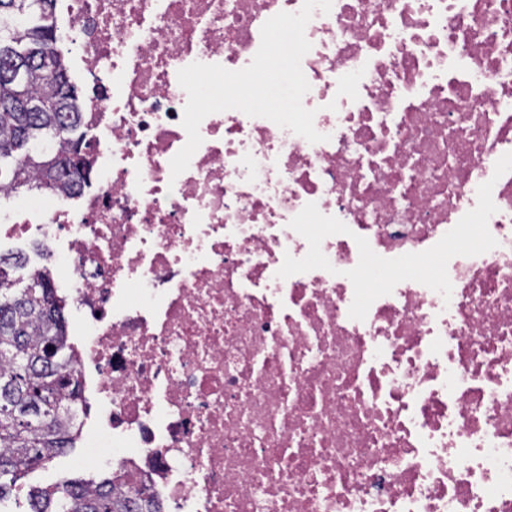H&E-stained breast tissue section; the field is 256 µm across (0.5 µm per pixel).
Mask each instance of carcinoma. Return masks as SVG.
<instances>
[{
  "label": "carcinoma",
  "instance_id": "carcinoma-1",
  "mask_svg": "<svg viewBox=\"0 0 512 512\" xmlns=\"http://www.w3.org/2000/svg\"><path fill=\"white\" fill-rule=\"evenodd\" d=\"M56 0H0V186L8 192H74L65 173L81 126L75 85L66 111L20 112L19 97L54 98L67 65L57 46ZM23 257L0 254V499L30 470L73 447L71 406L78 379L63 353L64 302L52 293L49 271L37 270L16 290L9 270ZM30 512H162L143 491L129 499L112 491V477L68 480L30 493Z\"/></svg>",
  "mask_w": 512,
  "mask_h": 512
}]
</instances>
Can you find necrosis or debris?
<instances>
[{
	"instance_id": "4bbe7bcc",
	"label": "necrosis or debris",
	"mask_w": 512,
	"mask_h": 512,
	"mask_svg": "<svg viewBox=\"0 0 512 512\" xmlns=\"http://www.w3.org/2000/svg\"><path fill=\"white\" fill-rule=\"evenodd\" d=\"M302 6L60 0L89 177L0 237L63 269L74 465L165 512H512V0H333L325 141L226 110L172 176L179 70Z\"/></svg>"
}]
</instances>
